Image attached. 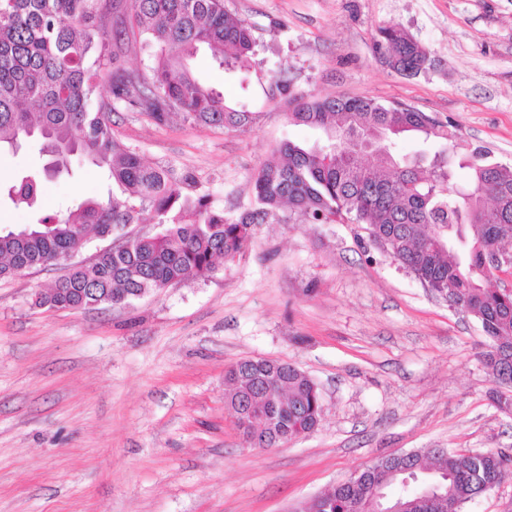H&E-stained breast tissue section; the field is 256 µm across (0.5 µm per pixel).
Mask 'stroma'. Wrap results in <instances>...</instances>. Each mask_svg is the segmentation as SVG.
Returning <instances> with one entry per match:
<instances>
[{"instance_id":"35a3bbf8","label":"stroma","mask_w":512,"mask_h":512,"mask_svg":"<svg viewBox=\"0 0 512 512\" xmlns=\"http://www.w3.org/2000/svg\"><path fill=\"white\" fill-rule=\"evenodd\" d=\"M254 28L248 89L209 52L194 75L247 130L112 115V133L149 164L191 175L194 194L237 215L253 176L286 141L320 144L289 122L287 94L373 97L452 120L467 148L512 164V0H224ZM431 53L416 76L374 51L379 26ZM109 184L85 163L43 182L63 212ZM61 266L0 279V512H298L371 462L430 448H512V415L491 399L485 338L373 245L364 225L309 224L280 211L207 280L128 306L33 303ZM296 365L322 394L312 432L253 448L224 406L242 359Z\"/></svg>"}]
</instances>
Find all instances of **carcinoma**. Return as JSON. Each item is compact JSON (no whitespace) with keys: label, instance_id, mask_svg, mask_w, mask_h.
Wrapping results in <instances>:
<instances>
[{"label":"carcinoma","instance_id":"carcinoma-1","mask_svg":"<svg viewBox=\"0 0 512 512\" xmlns=\"http://www.w3.org/2000/svg\"><path fill=\"white\" fill-rule=\"evenodd\" d=\"M144 39L156 48L145 73L119 64L123 41ZM252 26L228 12L224 0H131L125 16L117 0H0V152H14L30 138L56 156L43 172L0 182V200L27 210L32 222L0 225V278L73 258L91 236L109 239L89 265L72 262L50 307L125 305L190 279H207L220 259L247 247L251 228L288 206L311 224L347 220L364 224L369 240L437 297L479 323L486 338L483 363L495 383L512 381V288H492L490 255L507 245L498 230L512 226V165L464 151L458 126L407 104L367 96L289 94L288 119L324 135L304 148L286 142L253 176L255 207L236 217L214 208L207 195L174 187L170 171L145 164L112 136V113L130 106L155 123L170 112L191 125L247 129L245 108L226 104L224 92L201 83L189 60L210 50L219 66L243 74L254 54ZM377 53L397 72L414 76L431 65L429 50L396 25L381 26ZM109 94L99 93V81ZM384 130L363 173L349 160L347 135ZM405 136L444 142V149L397 157ZM81 158L103 170L125 201L86 199L61 217L44 212L42 177L72 173ZM471 172L456 186L455 171ZM159 226L150 236L127 227L143 219ZM224 404L243 435L263 425L265 447L313 431L321 421L317 384L292 364L246 359L224 374ZM512 469L501 448L462 453L433 448L386 456L327 490L320 512H361L376 491L399 512H441L442 499L457 508L497 486Z\"/></svg>","mask_w":512,"mask_h":512}]
</instances>
